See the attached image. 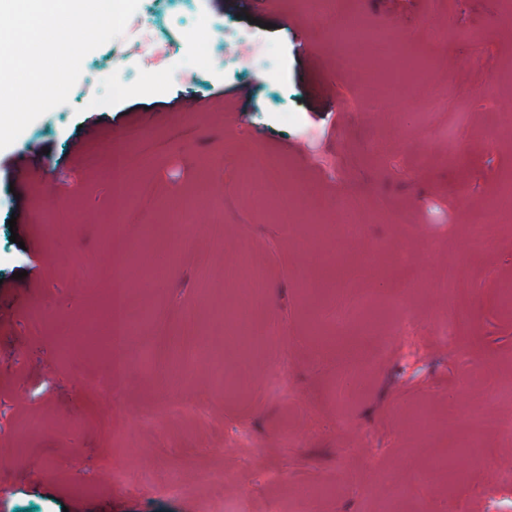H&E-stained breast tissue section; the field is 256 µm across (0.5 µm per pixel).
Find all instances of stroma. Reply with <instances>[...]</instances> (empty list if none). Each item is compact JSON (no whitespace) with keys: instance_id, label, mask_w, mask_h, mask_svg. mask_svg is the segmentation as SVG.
<instances>
[{"instance_id":"obj_1","label":"stroma","mask_w":512,"mask_h":512,"mask_svg":"<svg viewBox=\"0 0 512 512\" xmlns=\"http://www.w3.org/2000/svg\"><path fill=\"white\" fill-rule=\"evenodd\" d=\"M360 10L364 70L337 65L299 0H254L247 18L228 0H140L137 19L175 37L164 67L132 80L91 51L109 106L79 78L0 150V218L21 208L17 232L0 221V512H378L393 483L413 488L401 512H512V400L495 398L512 382V212L487 220L512 175V0H349ZM239 27L276 49L273 69L224 55ZM400 42L416 79L385 71ZM23 150L40 167L14 187ZM284 177L303 202L267 191ZM131 190L148 203L113 223ZM186 198L175 257L126 272L145 226L183 223L170 207ZM464 255L454 301L442 284ZM144 311L193 314L229 388L204 352L151 363ZM182 398L196 417L164 419ZM473 425L475 487L416 483L434 455L459 469L450 446Z\"/></svg>"}]
</instances>
